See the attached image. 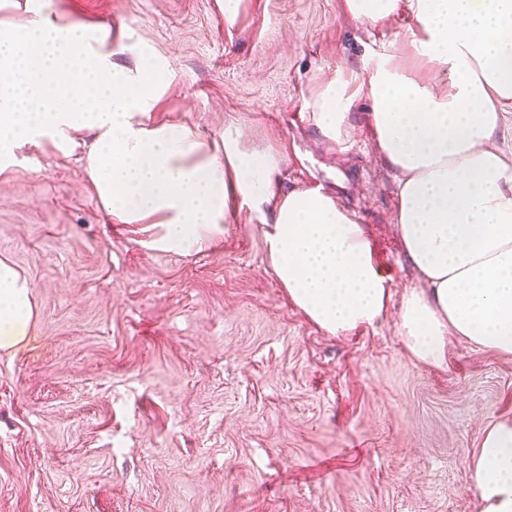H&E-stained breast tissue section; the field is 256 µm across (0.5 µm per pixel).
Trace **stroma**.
I'll return each mask as SVG.
<instances>
[{"label": "stroma", "instance_id": "stroma-1", "mask_svg": "<svg viewBox=\"0 0 512 512\" xmlns=\"http://www.w3.org/2000/svg\"><path fill=\"white\" fill-rule=\"evenodd\" d=\"M108 27L116 61L166 58L158 123L194 124L281 160L282 190L320 187L365 224L392 297L330 336L267 261L270 212L239 208L201 252L148 248L99 203L82 150L26 148L0 174V259L32 288V334L0 350V512H480L468 464L512 417V355L462 342L436 367L398 325L423 282L393 224L397 180L351 110L344 145L312 100L339 68L413 52L416 23L376 28L343 0H40ZM137 32L139 46L122 40Z\"/></svg>", "mask_w": 512, "mask_h": 512}]
</instances>
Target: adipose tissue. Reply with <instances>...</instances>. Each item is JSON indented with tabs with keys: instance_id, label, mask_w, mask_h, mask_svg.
Wrapping results in <instances>:
<instances>
[{
	"instance_id": "obj_1",
	"label": "adipose tissue",
	"mask_w": 512,
	"mask_h": 512,
	"mask_svg": "<svg viewBox=\"0 0 512 512\" xmlns=\"http://www.w3.org/2000/svg\"><path fill=\"white\" fill-rule=\"evenodd\" d=\"M351 17L417 21L422 68L448 73L434 92L393 54L368 74L322 85L313 100L324 136L344 143L356 100L379 156L397 178L393 221L424 289L408 292L399 329L410 353L440 366L450 340L512 354V0H344ZM0 22V174L23 146L70 152L93 139L86 171L103 208L122 224H156L155 249L191 254L224 234L230 202L269 206L267 259L299 311L344 336L387 313L390 288L364 225L318 188L282 190L275 157L187 123H152L175 73L143 54L112 59V32L60 23L39 8ZM34 306L26 279L0 260V349L26 343ZM482 512H512V419L487 424L469 465Z\"/></svg>"
}]
</instances>
